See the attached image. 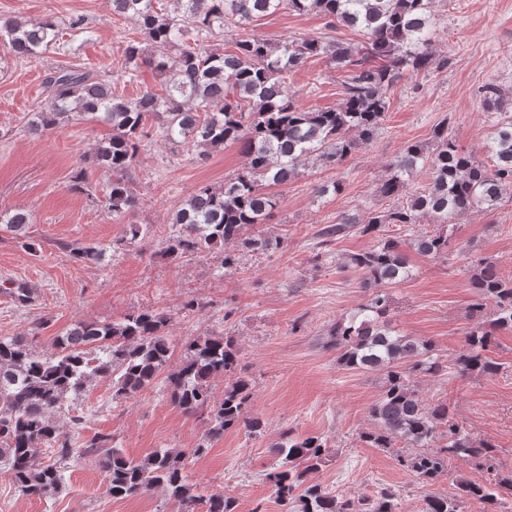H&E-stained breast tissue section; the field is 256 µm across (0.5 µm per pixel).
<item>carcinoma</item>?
Wrapping results in <instances>:
<instances>
[{
    "instance_id": "carcinoma-1",
    "label": "carcinoma",
    "mask_w": 512,
    "mask_h": 512,
    "mask_svg": "<svg viewBox=\"0 0 512 512\" xmlns=\"http://www.w3.org/2000/svg\"><path fill=\"white\" fill-rule=\"evenodd\" d=\"M168 13L161 0H112V12L134 20L144 45L124 49L130 63L145 58L164 78L162 93L147 90L134 99L112 91V84L91 72L62 70L44 80L46 108L35 113L29 131L42 135L78 116L101 122L112 134L101 140L90 164L112 173L106 194L112 216L119 218L136 205L131 170L149 123L162 119L158 134L171 144L187 145L205 161L211 152L236 144L247 158L244 169L224 184H205L177 209L171 223L177 227L163 248L173 264L191 256L222 252V268L238 264L237 253H266L280 248L277 237L261 233L246 236L245 227L265 224L277 199L266 186L288 184L300 174L305 161L338 163L359 146L369 143L380 129L388 108L386 89L405 70L428 71L431 51L432 0H174ZM289 9L317 11L327 27H352L364 33L361 44L295 38L272 45L259 36L243 33L234 49L214 52L208 39L229 26L246 28L261 17ZM62 39L59 26L49 19L0 22V47L18 59L36 56ZM330 58L343 74V102L336 109H305L288 96L285 78L315 56ZM486 110L500 114V123L488 145L491 165L462 153L448 137V126L435 128V148L427 152L407 145L388 164L389 175L380 193L400 199L406 176L427 175V183L405 202L376 211L361 220L346 215L321 230L333 238L354 227L376 235L392 224L410 227L428 217L442 227L411 238V246L433 258L448 254L451 235L443 228L473 211L497 208L505 189L512 190V91L497 85L484 89ZM31 216L21 210L1 211L0 224L20 236ZM78 261H94L98 246L69 249ZM346 264L362 273L371 289L366 304L328 333L338 362L348 369L384 376L385 386L372 405L373 428L360 440L372 448L395 451L398 464L423 483L433 482L448 460L465 455L479 460L489 477L484 482L457 481L451 495H428L420 512H463L460 505L477 502L482 512H512L502 489L512 490V476L501 475L493 446L474 440L453 417L448 404L426 405L412 384V376H440L446 370L433 342L401 335L386 315L390 306L387 286L411 276L406 255L394 237H380L364 251L347 257ZM469 288L474 300L472 318L484 316L492 305V329L475 325L464 335L454 366L464 376L498 373L500 364L485 355L493 330L512 331V275L498 271L486 259L471 262ZM171 318L144 309L123 319L100 324L78 322L57 340L58 353L44 357L26 336L0 339V464L25 496L43 498L63 482L58 462L37 460L46 446L63 460L75 449L54 420L70 394L83 390L99 377L111 380L115 395L130 398L165 376L174 405L186 414L209 410L203 442L192 449L200 454L213 439L233 427L249 434L263 432V422L249 416L250 384L232 378L239 350L222 336H199L183 344L182 356L172 363L173 347L166 327ZM227 377L224 396L213 399L211 380ZM93 452L106 473L114 499L166 489L184 512H236V501L222 494L205 498L184 475L186 451L156 450L143 458H129L112 447V436L98 433L83 445ZM275 464L265 474L284 512H399L400 494L381 489L353 499L337 496L308 479L331 449L318 436L296 437L287 431L270 447Z\"/></svg>"
}]
</instances>
